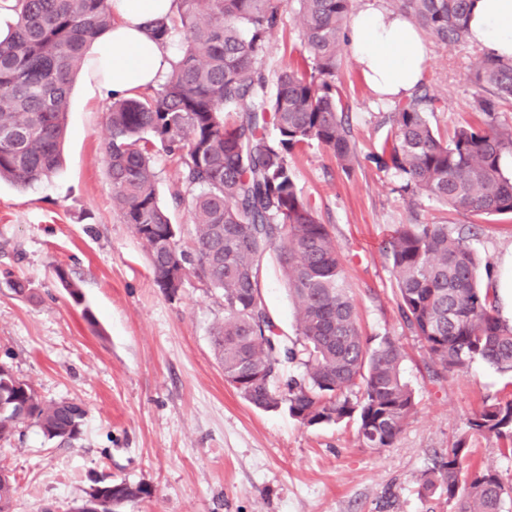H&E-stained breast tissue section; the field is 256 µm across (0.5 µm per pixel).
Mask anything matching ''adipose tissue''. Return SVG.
I'll return each instance as SVG.
<instances>
[{"label": "adipose tissue", "mask_w": 512, "mask_h": 512, "mask_svg": "<svg viewBox=\"0 0 512 512\" xmlns=\"http://www.w3.org/2000/svg\"><path fill=\"white\" fill-rule=\"evenodd\" d=\"M115 17L110 30L87 51L86 73L101 90L114 96L161 84L172 57L152 40L146 25L170 13L172 0H108ZM472 41L488 53L512 57V0H475L469 19ZM353 60L381 95L409 96L426 67L418 29L402 14L383 8L380 0H364L348 32Z\"/></svg>", "instance_id": "adipose-tissue-1"}]
</instances>
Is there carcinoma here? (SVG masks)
<instances>
[{"label":"carcinoma","instance_id":"obj_1","mask_svg":"<svg viewBox=\"0 0 512 512\" xmlns=\"http://www.w3.org/2000/svg\"><path fill=\"white\" fill-rule=\"evenodd\" d=\"M16 22L0 39V181L26 187L61 166L74 77L90 44L112 27L106 0H12ZM167 17L147 24L167 45L183 34L180 55L151 93L112 100L104 126L112 201L145 245L154 280L171 291L193 273L224 296V321L212 333L225 381L257 408H284L314 427L357 422L366 448H389L416 413L404 380L406 351L387 333H364L329 225L298 190L289 157L316 142L343 171L355 157L345 105L336 87L344 25L353 0H291L310 71L284 70L267 95L260 65L266 38L286 0H173ZM399 9L437 43L469 41L472 0H398ZM472 80L478 123L448 135L430 114L446 102L417 93L398 104L394 132L377 163L406 178L405 191L471 217L512 216V127L495 114L512 105V59L483 54ZM273 126L278 140L268 139ZM180 163L177 204L188 202L192 252L181 249L157 194L156 149ZM477 225L401 224L385 245L396 281L398 314L443 379L484 362L512 373V323L499 311L489 263L472 247ZM274 253L295 304V336L281 333L259 291L262 263ZM300 365L284 375V364ZM85 408L43 403L0 364V440L35 420L51 440L81 435ZM477 433L512 441V399L485 402L469 420ZM445 495L448 512H505L512 482L470 462L467 438L419 478ZM14 479L0 478V512H11ZM103 512L150 495L124 481L97 483Z\"/></svg>","mask_w":512,"mask_h":512}]
</instances>
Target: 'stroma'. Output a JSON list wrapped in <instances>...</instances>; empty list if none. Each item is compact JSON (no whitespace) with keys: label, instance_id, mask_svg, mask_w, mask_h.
Instances as JSON below:
<instances>
[{"label":"stroma","instance_id":"stroma-1","mask_svg":"<svg viewBox=\"0 0 512 512\" xmlns=\"http://www.w3.org/2000/svg\"><path fill=\"white\" fill-rule=\"evenodd\" d=\"M424 46L422 83L447 101L432 117L445 132L475 117L471 77L483 49L429 38ZM301 63L287 10L261 60L268 90ZM336 85L355 144L352 169L343 172L316 143L292 165L299 191L331 228L364 332H389L406 349L404 377L418 405L394 445L362 447L352 421L306 427L286 410L255 409L225 382L211 336L224 319V297L193 275L173 296L155 284L143 242L112 203L100 135L111 96L81 75L69 99L62 169L29 187L0 183V363L44 403L87 409L72 445L48 440L31 420L0 440V468L19 487L13 512H68L97 480L150 488L122 512H448L443 497L421 494L418 479L463 435L473 462L512 479L503 440L468 428L486 400L512 398V376L477 361L433 380L423 348L398 319L383 251L399 225L453 228L468 218L410 198L399 173L372 161L393 130L396 103L370 89L349 51L341 53ZM153 160L160 201L181 248L192 250L195 226L171 198L179 163L162 152ZM478 225L500 314L511 318L512 218ZM16 282L25 296L14 293ZM70 282L81 300L70 296ZM260 288L283 333L294 335V305L274 256L263 261Z\"/></svg>","mask_w":512,"mask_h":512}]
</instances>
